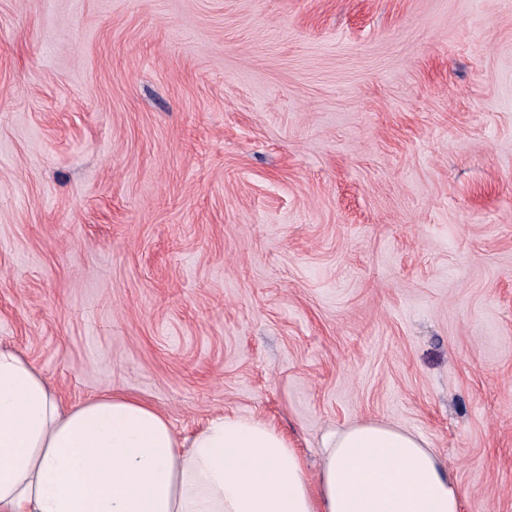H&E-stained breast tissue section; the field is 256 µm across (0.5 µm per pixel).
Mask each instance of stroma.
Wrapping results in <instances>:
<instances>
[{
    "instance_id": "1",
    "label": "stroma",
    "mask_w": 512,
    "mask_h": 512,
    "mask_svg": "<svg viewBox=\"0 0 512 512\" xmlns=\"http://www.w3.org/2000/svg\"><path fill=\"white\" fill-rule=\"evenodd\" d=\"M0 341L512 512V0H0Z\"/></svg>"
}]
</instances>
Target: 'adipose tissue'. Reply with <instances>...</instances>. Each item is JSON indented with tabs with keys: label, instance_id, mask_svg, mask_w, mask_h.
<instances>
[{
	"label": "adipose tissue",
	"instance_id": "obj_1",
	"mask_svg": "<svg viewBox=\"0 0 512 512\" xmlns=\"http://www.w3.org/2000/svg\"><path fill=\"white\" fill-rule=\"evenodd\" d=\"M426 439L362 421L323 443L315 481L266 419L210 418L179 437L154 407L112 393L65 405L0 342V512H461Z\"/></svg>",
	"mask_w": 512,
	"mask_h": 512
}]
</instances>
